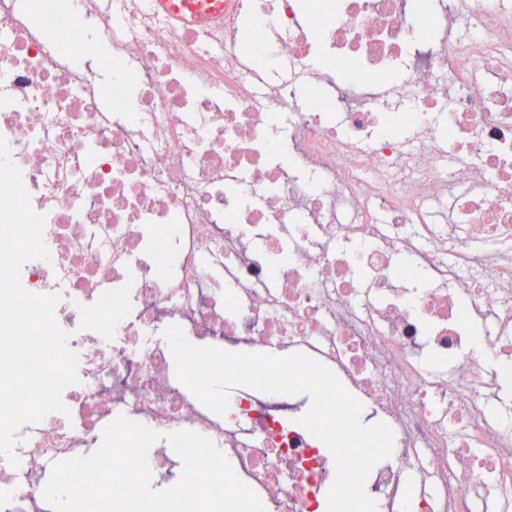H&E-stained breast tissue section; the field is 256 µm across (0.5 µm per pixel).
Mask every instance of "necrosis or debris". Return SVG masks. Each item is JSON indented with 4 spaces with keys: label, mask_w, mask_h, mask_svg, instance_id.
<instances>
[{
    "label": "necrosis or debris",
    "mask_w": 512,
    "mask_h": 512,
    "mask_svg": "<svg viewBox=\"0 0 512 512\" xmlns=\"http://www.w3.org/2000/svg\"><path fill=\"white\" fill-rule=\"evenodd\" d=\"M171 4L224 25L0 0V139L49 254L19 278L58 295L82 377L17 431L0 512H45L49 465L121 416L213 439L264 512H322L335 461L297 402L231 390L216 415L153 340L174 325L349 385L393 435L385 512H512V0Z\"/></svg>",
    "instance_id": "necrosis-or-debris-1"
}]
</instances>
